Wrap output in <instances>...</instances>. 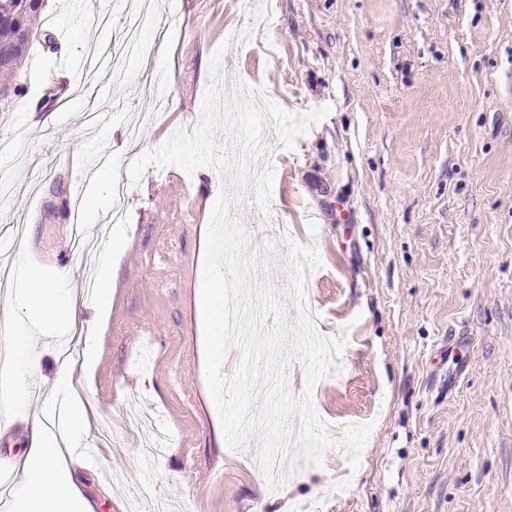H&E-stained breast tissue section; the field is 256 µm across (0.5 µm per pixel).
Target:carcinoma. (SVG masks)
Returning a JSON list of instances; mask_svg holds the SVG:
<instances>
[{"mask_svg":"<svg viewBox=\"0 0 512 512\" xmlns=\"http://www.w3.org/2000/svg\"><path fill=\"white\" fill-rule=\"evenodd\" d=\"M43 0H0V90L22 92L13 84L29 54L30 46L39 41L49 54L59 51L56 37L39 29L38 17Z\"/></svg>","mask_w":512,"mask_h":512,"instance_id":"cac0c4a2","label":"carcinoma"}]
</instances>
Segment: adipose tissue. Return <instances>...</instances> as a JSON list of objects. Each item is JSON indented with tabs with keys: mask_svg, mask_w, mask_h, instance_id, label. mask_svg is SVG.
Listing matches in <instances>:
<instances>
[{
	"mask_svg": "<svg viewBox=\"0 0 512 512\" xmlns=\"http://www.w3.org/2000/svg\"><path fill=\"white\" fill-rule=\"evenodd\" d=\"M36 315L43 331L65 334L78 323L72 292L48 283L17 284L5 323L16 340L28 337L25 315ZM63 405L51 421H38L36 448L26 458L11 512H87V504L74 485L68 463L69 450L81 445L93 420L91 408L77 393L74 370L62 368L54 385Z\"/></svg>",
	"mask_w": 512,
	"mask_h": 512,
	"instance_id": "obj_1",
	"label": "adipose tissue"
}]
</instances>
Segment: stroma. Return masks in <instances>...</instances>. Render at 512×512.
Masks as SVG:
<instances>
[{
  "label": "stroma",
  "mask_w": 512,
  "mask_h": 512,
  "mask_svg": "<svg viewBox=\"0 0 512 512\" xmlns=\"http://www.w3.org/2000/svg\"><path fill=\"white\" fill-rule=\"evenodd\" d=\"M75 2L42 10L63 54L32 47L25 91L0 112V263L74 290L97 336L81 376L92 447L70 463L93 512H152L145 484L167 512L189 500L194 512H512V0H259L269 29L235 0H156L157 26L131 58V0H89L84 13ZM219 48L226 87H264L289 112L331 108L294 150L271 144L272 217L318 252L306 302L348 340L314 409L373 426L357 469L330 449L276 491L254 472L255 449L230 453L205 379L198 296L221 176L148 167L124 179L112 221L114 170L198 125ZM59 67L75 96L39 80ZM73 201L96 205L85 231L98 244L111 227L124 235L105 315L87 290L95 252L67 253L60 237ZM26 239L60 264L22 254ZM13 353L32 366L29 397L8 408L0 454L21 460L62 362L51 336ZM132 405L162 421L163 452L148 453Z\"/></svg>",
  "instance_id": "obj_1"
}]
</instances>
